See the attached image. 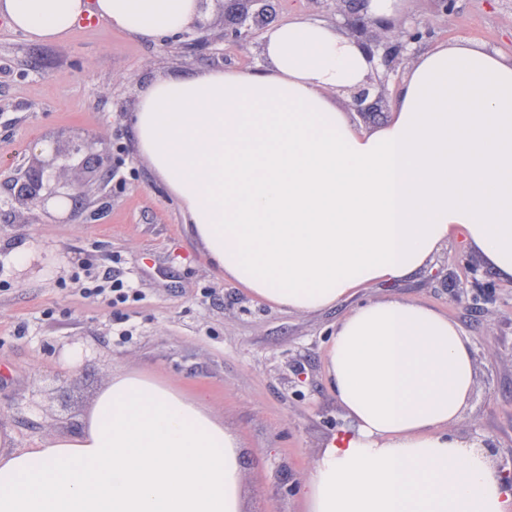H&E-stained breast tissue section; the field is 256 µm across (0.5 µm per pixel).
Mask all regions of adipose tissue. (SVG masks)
Returning <instances> with one entry per match:
<instances>
[{
	"mask_svg": "<svg viewBox=\"0 0 512 512\" xmlns=\"http://www.w3.org/2000/svg\"><path fill=\"white\" fill-rule=\"evenodd\" d=\"M202 0H0L34 44L96 16L163 41ZM264 65L188 68L140 89L128 133L225 279L272 307L317 312L404 280L464 238L512 281V55L466 39L418 53L389 119L338 103L374 72L336 25L297 16L262 36ZM347 424L305 478L307 512H512L478 442L451 432L472 344L447 315L365 300L327 349ZM0 512H244L236 438L198 399L136 374L99 392L78 431L18 448L0 428Z\"/></svg>",
	"mask_w": 512,
	"mask_h": 512,
	"instance_id": "ef3b65f1",
	"label": "adipose tissue"
}]
</instances>
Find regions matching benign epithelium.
I'll use <instances>...</instances> for the list:
<instances>
[{
	"mask_svg": "<svg viewBox=\"0 0 512 512\" xmlns=\"http://www.w3.org/2000/svg\"><path fill=\"white\" fill-rule=\"evenodd\" d=\"M368 2L356 0L352 6L349 0H335L336 12L345 18V26L369 57L378 59V66L387 76L396 71L401 61L407 59L411 45L430 36L431 30L414 27L392 33L388 38L373 32L369 30L374 21L366 10ZM259 4L260 0H242L236 19L224 24L220 40L238 46L247 42L257 26L254 18L259 11ZM385 106L386 87L380 79L370 80L351 94V107L356 112H380ZM95 145L93 138L83 139L67 148L53 142L48 149H42L31 156L12 196V208L21 222H29L34 210L48 213V203L54 199H65L71 203L66 215L68 220L85 211L80 201L87 195L88 185L74 176L73 172L82 170L89 161L96 163L100 173L112 170V153L105 149L98 151Z\"/></svg>",
	"mask_w": 512,
	"mask_h": 512,
	"instance_id": "benign-epithelium-1",
	"label": "benign epithelium"
}]
</instances>
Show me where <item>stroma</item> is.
Segmentation results:
<instances>
[{
  "label": "stroma",
  "mask_w": 512,
  "mask_h": 512,
  "mask_svg": "<svg viewBox=\"0 0 512 512\" xmlns=\"http://www.w3.org/2000/svg\"><path fill=\"white\" fill-rule=\"evenodd\" d=\"M228 0H208V49L165 48L101 23L75 27L61 44L35 45L0 21V427L19 448L74 432L112 376L138 373L202 397L239 445L244 512H305L306 473L323 442L345 423L327 379V343L352 301L310 314L254 299L207 262L177 202L131 150L129 112L157 75L193 67H257L259 40L219 42ZM403 26L436 40L475 39L512 54V0H408ZM88 137L128 147L135 177L124 189L97 187L82 213L18 224L13 178L43 144ZM140 299L109 306L85 297L105 269ZM397 296L435 308L473 342L475 388L463 436L496 448L512 467V283L497 278L464 241H451L414 277L360 289L364 300Z\"/></svg>",
  "instance_id": "35a3bbf8"
}]
</instances>
